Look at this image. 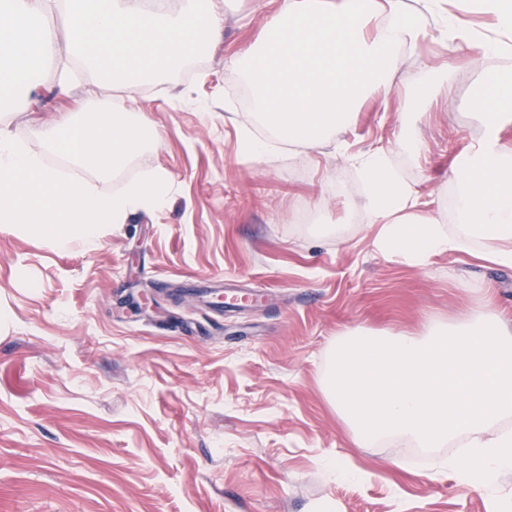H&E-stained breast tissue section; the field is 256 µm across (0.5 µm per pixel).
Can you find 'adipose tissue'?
<instances>
[{
	"label": "adipose tissue",
	"instance_id": "obj_1",
	"mask_svg": "<svg viewBox=\"0 0 512 512\" xmlns=\"http://www.w3.org/2000/svg\"><path fill=\"white\" fill-rule=\"evenodd\" d=\"M265 36L242 52L231 81L253 91L252 116L271 133L242 132V151L264 155L271 142L317 149L353 124L368 96H387L402 55L414 53L431 27L449 42L465 43L481 59L512 45L463 31L440 0H276ZM69 17V34L56 44L44 23L53 9ZM224 32L223 0H0V98L34 90L33 64L62 50L82 70L110 71L135 90L176 64L206 54ZM483 135L450 171L457 233L421 214L417 192L393 169L385 151L358 155L367 186L364 209L380 225L377 248L411 265L448 253L469 254L512 267V142L502 130L512 112L481 95L471 100Z\"/></svg>",
	"mask_w": 512,
	"mask_h": 512
}]
</instances>
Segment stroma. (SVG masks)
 I'll list each match as a JSON object with an SVG mask.
<instances>
[{
	"label": "stroma",
	"mask_w": 512,
	"mask_h": 512,
	"mask_svg": "<svg viewBox=\"0 0 512 512\" xmlns=\"http://www.w3.org/2000/svg\"><path fill=\"white\" fill-rule=\"evenodd\" d=\"M274 11L273 0H224L220 43L136 94L81 74L89 106L146 110L159 134L97 187L118 191L160 167L172 189L93 251L0 230V512H488L484 493L437 470L457 444L418 457L406 438L358 446L325 382L345 333L420 334L478 307L512 319L511 267L383 255L352 161L386 151L455 232L448 172L482 136L466 103L484 71L512 76V54L472 67L465 44L431 30L340 144L277 143L251 158L227 75ZM444 59L460 64L456 83L433 90L421 120L419 91ZM57 74L52 54L37 73L40 107H12V132L36 151L30 121L69 106L53 92ZM414 123L416 163L395 147ZM300 209L315 223H297ZM224 279L257 303L229 314L201 303Z\"/></svg>",
	"instance_id": "1"
}]
</instances>
